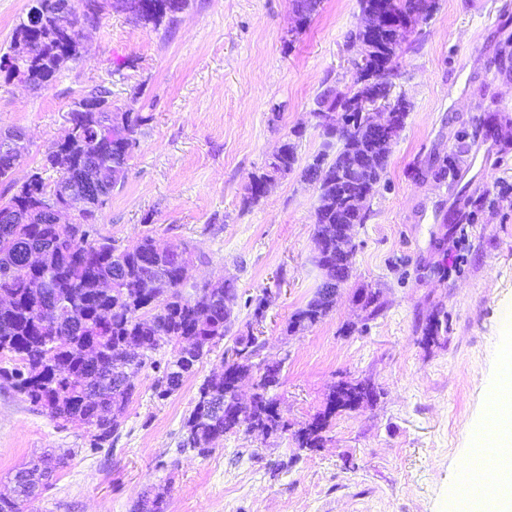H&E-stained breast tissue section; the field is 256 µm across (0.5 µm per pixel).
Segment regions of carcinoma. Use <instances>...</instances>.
<instances>
[{
    "instance_id": "cac0c4a2",
    "label": "carcinoma",
    "mask_w": 512,
    "mask_h": 512,
    "mask_svg": "<svg viewBox=\"0 0 512 512\" xmlns=\"http://www.w3.org/2000/svg\"><path fill=\"white\" fill-rule=\"evenodd\" d=\"M45 13L32 50L41 64L33 67L32 82L41 89L50 84L70 61L81 58V46L72 36L85 18L81 0H70L69 17L55 14L52 2L43 0ZM154 11L144 24L160 26L174 21L188 7L189 0H147ZM298 27L311 22L321 0H292ZM360 11L375 9L397 18L412 15L421 0H358ZM376 51L370 59L352 63L356 79L345 90L327 86L316 99L313 112L337 115L342 133L331 149L321 148L300 165L296 139L291 131L279 153L273 155L260 174L251 176L248 195L242 206L250 209L265 196V186L277 176L300 171L301 177L316 185L314 243H319L336 215L350 212L349 228L362 224L367 214L351 209L350 199L357 188L336 184V174L344 157L354 148L369 149L374 142L368 131V113L352 102L363 91L361 80L371 77L387 97L394 94L395 80L401 77L402 51L388 44L384 33L375 36ZM123 131H112L109 112H69L70 131L46 154L43 168L60 173L54 183L45 182L41 173L30 174L19 185L11 178L22 156L0 153V215L14 220L0 223V296L12 298L10 306H0V356L14 362L0 368V380L9 384L55 421L79 422L93 431L91 447L100 448L117 438L122 418L136 387L122 383L128 346L138 348L139 364L150 365L160 373L158 380L170 379L171 386H159L158 396L179 389L186 376L207 355L216 341L229 330L227 315L238 299L235 281L198 285L184 276L193 252L174 246L166 253L154 252L155 241L146 235L130 247L120 248L98 234L95 211L108 200L93 203L79 214L74 224H48L41 219L46 201L63 195L76 176L92 166L103 178L107 196L124 186L139 147L142 126L150 117L126 110ZM355 247L336 251V244L325 246L317 265L339 263L343 280L353 273ZM333 302L320 285L307 304L292 316L288 330L312 326L329 315ZM170 352L163 353L164 349ZM234 352L256 357L258 345L252 336H238ZM250 365L244 360L224 361L221 378L205 380L195 405L185 418L182 448L208 452L239 429V411L232 383L245 375ZM278 384L265 377L256 383V400L243 412L251 429L272 434L285 429V423L272 413L277 404L272 395ZM377 397L369 382H359L344 399L342 407L354 409L361 396ZM336 413V396H331L323 415L298 430L297 447L319 448L328 418ZM45 477L38 460H31L15 479L21 491L12 502L0 501V512H23L25 503L37 496L38 483ZM144 512H167L165 494L158 491L143 500Z\"/></svg>"
}]
</instances>
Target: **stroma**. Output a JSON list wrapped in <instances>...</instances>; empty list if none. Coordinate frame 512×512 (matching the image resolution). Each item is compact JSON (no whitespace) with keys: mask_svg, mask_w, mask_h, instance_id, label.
Returning a JSON list of instances; mask_svg holds the SVG:
<instances>
[{"mask_svg":"<svg viewBox=\"0 0 512 512\" xmlns=\"http://www.w3.org/2000/svg\"><path fill=\"white\" fill-rule=\"evenodd\" d=\"M358 0H322L297 27L292 0H190L152 28L116 7L83 33L82 57L32 89L0 71V127L27 133L14 177L39 168L71 102L96 85L149 115L123 189L97 215L127 247L152 235L199 252L190 279L234 278L236 321L180 389L159 397L144 367L118 441L94 450L77 423L52 421L0 383V494L29 460L52 482L24 512H134L163 490L168 512H456L461 470L499 394L502 317L512 311V0H437L412 31L397 91L412 102L384 177L354 229V273L322 321L291 334V316L322 279L312 262L317 189L276 179L243 209L252 174L302 130L300 158L321 144L312 113L327 83L352 85L346 35ZM282 105L279 122L271 108ZM458 169L440 177L446 155ZM275 303L257 319L244 299ZM361 294L383 304L368 317ZM446 330L426 339L429 320ZM282 364L275 390L287 431L225 434L205 456L179 447L200 385L221 372L236 336ZM371 382L375 401L332 416L315 450L294 434L321 416L340 382Z\"/></svg>","mask_w":512,"mask_h":512,"instance_id":"35a3bbf8","label":"stroma"}]
</instances>
